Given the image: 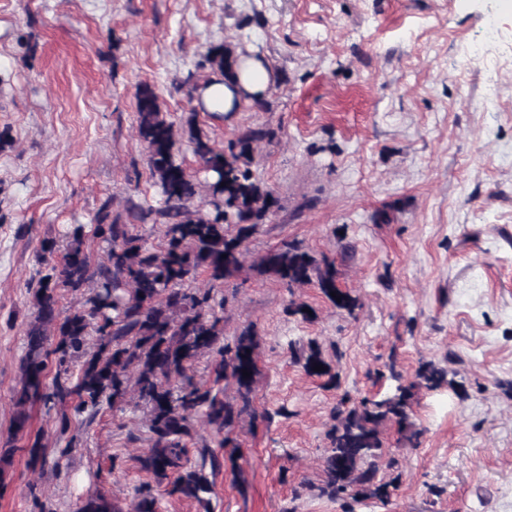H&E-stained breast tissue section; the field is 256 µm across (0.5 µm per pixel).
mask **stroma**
Returning a JSON list of instances; mask_svg holds the SVG:
<instances>
[{
    "mask_svg": "<svg viewBox=\"0 0 512 512\" xmlns=\"http://www.w3.org/2000/svg\"><path fill=\"white\" fill-rule=\"evenodd\" d=\"M504 0H0V448L12 439L32 279L43 241L154 203L136 130V92L155 88L191 174L183 80L203 83L209 47L261 55L276 81L267 111L195 115L216 147L254 125L274 128L253 168L278 206L247 243L257 257L288 241L334 259L354 315L316 285L288 287L242 271L228 331L255 324L262 377L255 426H242L247 491L216 477L211 512H342L294 497L318 481L342 393H376L388 361L406 380L433 365L448 384L420 390L418 447L383 437L400 460L388 501L354 512H512V65L495 100L464 49L494 27L512 47ZM390 207L391 223L374 213ZM352 243V257L340 256ZM313 308L303 320L289 303ZM316 343L339 387L307 374L291 348ZM48 461L16 452L0 512H74L90 492L131 503L152 484L135 405L73 418L31 410ZM68 448L58 458L60 448Z\"/></svg>",
    "mask_w": 512,
    "mask_h": 512,
    "instance_id": "35a3bbf8",
    "label": "stroma"
}]
</instances>
